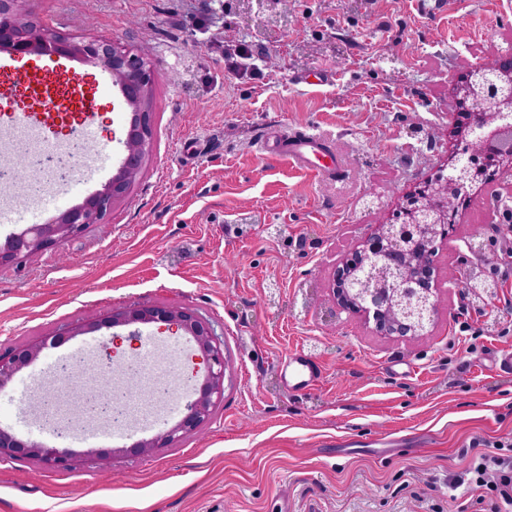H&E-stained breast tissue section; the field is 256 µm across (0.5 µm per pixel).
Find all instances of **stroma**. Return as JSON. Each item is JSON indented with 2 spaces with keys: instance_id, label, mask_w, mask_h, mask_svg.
<instances>
[{
  "instance_id": "stroma-1",
  "label": "stroma",
  "mask_w": 512,
  "mask_h": 512,
  "mask_svg": "<svg viewBox=\"0 0 512 512\" xmlns=\"http://www.w3.org/2000/svg\"><path fill=\"white\" fill-rule=\"evenodd\" d=\"M51 27L133 45L155 80L152 157L130 202L25 264L0 269V353L63 332L78 320L137 304L195 309L208 319L232 363V380L210 421L174 447L114 460L98 450L153 437L152 423L80 425L106 440L73 446V471L34 461H0V512H476V493L448 488L473 441L512 439V376L492 360L512 351V277L474 301L441 284L442 303L424 335L374 333L341 309L331 291L334 263L390 216L403 195L448 157L457 110L453 80L472 65L512 51V0H454L424 13L418 0H38ZM249 45L254 57L229 71L224 53ZM20 67L41 83L34 94L0 67V121L28 115L46 142L72 144L81 174L86 148L68 123L43 124L53 100L94 116L111 150L82 203L115 174L128 108L109 73L63 57L31 55ZM333 73L310 86L305 73ZM78 80L72 105L56 83ZM271 126L304 127L333 142L345 178L331 183L264 160L255 142ZM207 144L184 165L181 141ZM476 186L456 230L439 250L440 268L493 265L512 237L485 215ZM475 321L462 330L466 313ZM160 355L181 361L171 397L203 366L192 341L167 325L140 328ZM111 330L47 348L0 392V428L51 442L32 406L16 411L20 388L36 394L61 358L75 379L96 363ZM294 349L315 355L324 379L313 391L286 390L277 361Z\"/></svg>"
}]
</instances>
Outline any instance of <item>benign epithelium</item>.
Returning <instances> with one entry per match:
<instances>
[{"label":"benign epithelium","mask_w":512,"mask_h":512,"mask_svg":"<svg viewBox=\"0 0 512 512\" xmlns=\"http://www.w3.org/2000/svg\"><path fill=\"white\" fill-rule=\"evenodd\" d=\"M0 47L15 57L55 54L99 66L120 86L130 118L122 141L121 165L103 189L83 203L69 207L43 224L9 234L0 241V267L19 266L48 250L61 252L71 238L93 226L109 223L114 207L130 198L152 155L155 134L154 76L148 63L128 44L102 36H73L38 20L37 0H0ZM452 102L460 112L472 111L480 103V121L455 122L448 131L453 149L437 172L406 194L396 216L383 219L361 241L354 252L335 265L332 292L344 309L358 313L374 324L376 332L401 338L422 335L439 309V271L425 256H415L413 242L436 245L453 232L459 216L457 197L476 185L477 169L472 159L488 152L497 133L512 125V55L470 67L451 89ZM512 176V152L496 157L483 178L489 182ZM162 323L190 336L201 354V381L187 385L186 412L154 437L130 447L98 453L102 459L115 455L145 457L158 448H171L196 433L211 418L224 398V382L232 367L224 353V342L210 322L189 307L141 304L89 315L76 327L39 341L15 345L0 354V390L37 361L48 344L66 336L97 332L103 328ZM108 363L100 361L94 374L96 389L81 397L82 412L90 421L109 423L122 418L120 393L104 383ZM72 363H57L53 381L43 385L39 401L42 416L59 438L74 430L67 413L70 393L61 385L70 380ZM35 460L53 471H70L76 458L66 448L35 440H21L0 429V461Z\"/></svg>","instance_id":"obj_1"}]
</instances>
